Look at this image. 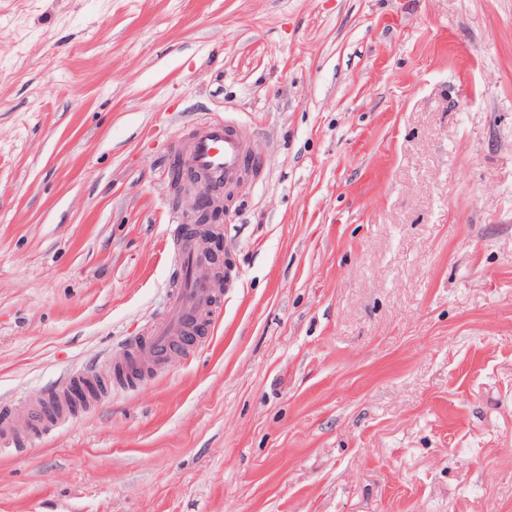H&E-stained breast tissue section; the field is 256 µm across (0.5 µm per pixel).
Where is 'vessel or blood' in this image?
I'll use <instances>...</instances> for the list:
<instances>
[{
    "label": "vessel or blood",
    "instance_id": "b4317fda",
    "mask_svg": "<svg viewBox=\"0 0 512 512\" xmlns=\"http://www.w3.org/2000/svg\"><path fill=\"white\" fill-rule=\"evenodd\" d=\"M187 147L181 155L185 168L204 175L213 197H220L228 186L245 176L259 175L260 157L256 144L239 137L232 123L219 119L198 121L189 131ZM167 234L178 248L180 280L166 315L148 325L141 344L156 366H164L173 341L190 336L216 298L210 263L195 239L187 237L183 224H169ZM31 419L0 420V446L11 447L15 439L31 430Z\"/></svg>",
    "mask_w": 512,
    "mask_h": 512
}]
</instances>
